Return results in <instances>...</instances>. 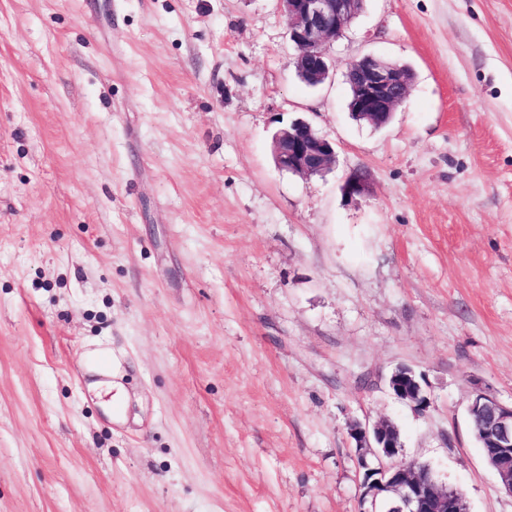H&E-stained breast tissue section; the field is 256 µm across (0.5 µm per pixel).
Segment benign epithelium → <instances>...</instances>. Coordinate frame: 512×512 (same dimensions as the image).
Here are the masks:
<instances>
[{"label":"benign epithelium","mask_w":512,"mask_h":512,"mask_svg":"<svg viewBox=\"0 0 512 512\" xmlns=\"http://www.w3.org/2000/svg\"><path fill=\"white\" fill-rule=\"evenodd\" d=\"M278 3L297 52L299 77L309 86L323 84L330 75L328 49L359 15L363 0ZM345 77L350 88V112L357 120L378 128L406 99L413 73L405 65L368 54L349 60ZM272 154L279 169L305 178L322 176L336 165V143L305 120H296L274 133ZM367 191L363 174L353 172L346 177L343 192L348 197H361ZM414 377L411 367L399 366L390 375L388 388L414 411L423 413L432 406L426 385L418 381L411 389L401 385V381H414ZM468 414L484 423L485 460L502 489L512 495V402L477 389ZM348 433L355 442L354 462L361 474L358 512H469L465 495L438 484L427 464L398 459L401 444L391 423L371 425L355 420Z\"/></svg>","instance_id":"7a95c632"}]
</instances>
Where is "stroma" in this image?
Returning a JSON list of instances; mask_svg holds the SVG:
<instances>
[{
    "label": "stroma",
    "mask_w": 512,
    "mask_h": 512,
    "mask_svg": "<svg viewBox=\"0 0 512 512\" xmlns=\"http://www.w3.org/2000/svg\"><path fill=\"white\" fill-rule=\"evenodd\" d=\"M329 54L307 87L277 0H0V512H357L356 418L512 512L467 416L512 401V0H365ZM366 54L414 73L380 128ZM298 118L333 170L277 169ZM349 110L373 127L385 125L406 99L413 79L409 67L380 56L364 55L346 64ZM417 374L409 366L397 367L388 379V388L390 392L401 401L408 404L414 411L423 413L426 412L432 406V399L426 389L424 382L415 381L414 377ZM410 380L415 387L407 389L401 385V381ZM97 379L88 383L89 391L98 399L97 405L105 417L115 423L127 420L131 408V397L122 376L111 368L102 372L90 370Z\"/></svg>",
    "instance_id": "obj_1"
}]
</instances>
